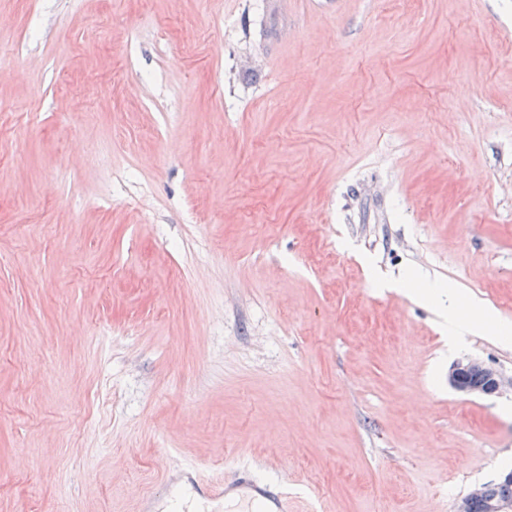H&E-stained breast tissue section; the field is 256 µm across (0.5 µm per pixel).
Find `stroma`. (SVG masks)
I'll list each match as a JSON object with an SVG mask.
<instances>
[{"mask_svg": "<svg viewBox=\"0 0 512 512\" xmlns=\"http://www.w3.org/2000/svg\"><path fill=\"white\" fill-rule=\"evenodd\" d=\"M512 0H0V512H455L512 392ZM442 294L448 296V306L444 307V315L448 319V329L453 334L510 336V327L497 321L481 302L477 300L460 302L451 288H448V292L444 290ZM475 372H482L485 375L487 384L484 388H475L485 385L484 377ZM469 374V381L475 387L468 383ZM448 383L455 390L466 394H499L504 388L501 374L487 367L482 361L468 358L453 363L448 372ZM206 496L223 500L230 494H236L242 504H251L258 500L264 504V512H290L288 495L283 491H272L255 481L249 469L240 468L236 477L215 485L203 486Z\"/></svg>", "mask_w": 512, "mask_h": 512, "instance_id": "obj_1", "label": "stroma"}]
</instances>
